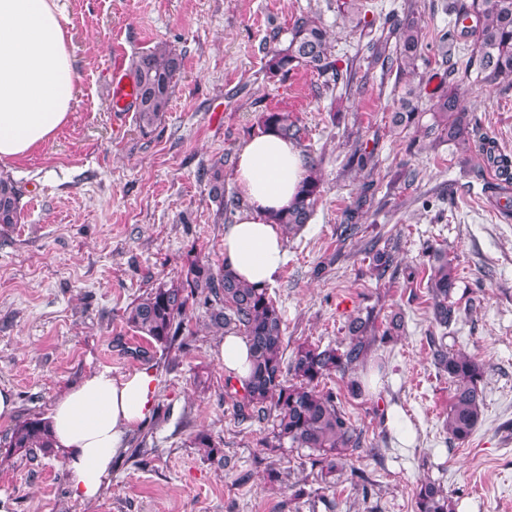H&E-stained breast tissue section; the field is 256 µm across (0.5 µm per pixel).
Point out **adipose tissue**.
Returning <instances> with one entry per match:
<instances>
[{
    "label": "adipose tissue",
    "mask_w": 512,
    "mask_h": 512,
    "mask_svg": "<svg viewBox=\"0 0 512 512\" xmlns=\"http://www.w3.org/2000/svg\"><path fill=\"white\" fill-rule=\"evenodd\" d=\"M57 0H0V162L26 156L51 140L69 118L75 70ZM305 174L299 146L266 132L236 152L234 180L243 208L224 229L223 261L245 282L272 284L287 251L273 213L288 208ZM152 372L87 376L54 403L55 447L74 497L96 499L128 433L151 414Z\"/></svg>",
    "instance_id": "1"
}]
</instances>
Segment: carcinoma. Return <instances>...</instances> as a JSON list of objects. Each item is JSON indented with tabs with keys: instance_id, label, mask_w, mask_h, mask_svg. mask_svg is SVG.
Listing matches in <instances>:
<instances>
[{
	"instance_id": "carcinoma-1",
	"label": "carcinoma",
	"mask_w": 512,
	"mask_h": 512,
	"mask_svg": "<svg viewBox=\"0 0 512 512\" xmlns=\"http://www.w3.org/2000/svg\"><path fill=\"white\" fill-rule=\"evenodd\" d=\"M337 12L355 31L369 26L366 0H338ZM452 13L459 38L475 39L476 50L460 68H452L448 88L432 98L428 111L433 123L428 132L436 139L457 145H470L471 131L460 111L458 88L471 75L480 82L495 85L512 78V0H453ZM372 62H382L386 74H395L392 92L396 108L391 122L408 128L422 117L421 98L411 76L422 59V36L412 10L392 28H380V34L366 45ZM182 68V56L170 45L159 43L140 53L131 62L136 87L133 101L138 127L148 133L157 127L169 110L171 95ZM306 68L321 76H330L344 93L336 103L348 98L357 76L356 57H334L327 30L313 17L294 20L288 39L268 48L266 69L273 76ZM259 122L263 131L301 143L298 120L289 112H263ZM306 175L297 197L287 211L273 216V223L290 232L311 220L321 195L318 162L310 149H304ZM479 152L497 174L499 183L512 184V158L497 152L495 142L486 139ZM374 161L373 152L357 142L349 154L348 171H362ZM209 194L218 203V215L230 214L234 201H224L223 164L215 163L201 174ZM20 190L9 177L0 176V226L20 219ZM373 269L383 277L395 263L394 251L378 248L373 242L366 248ZM431 258L425 284L432 323L448 330L460 313L451 301L456 285V267L442 247L426 246ZM204 309L209 325L220 331L232 330L245 337L250 349L251 369L242 385L232 377L225 379L226 392L235 399L239 416L257 417L271 422V448H296L308 452L318 467L317 479L328 487L337 485L344 475L348 459L360 448V432L344 410L341 396L322 387L331 375L342 377L365 367L370 347L386 343L400 330L402 317L393 316L387 325L377 328L372 314L351 317L346 336L337 344L324 347L308 342L298 344L290 357H284V320L268 288H258L238 279L224 267L217 269L197 261L190 263L180 278L151 288L125 309L127 325L165 349L175 346L178 337L188 331V313ZM432 359L440 373L448 375L450 396L445 428L449 439L467 442L483 420L486 368L477 358L456 351L445 337L433 336ZM193 444L205 449L210 458H224L222 449L200 433ZM8 448L15 453L44 456L54 453L53 438L46 419L33 416L16 423L8 433ZM414 512H455L452 498L437 480L426 478L413 491Z\"/></svg>"
}]
</instances>
